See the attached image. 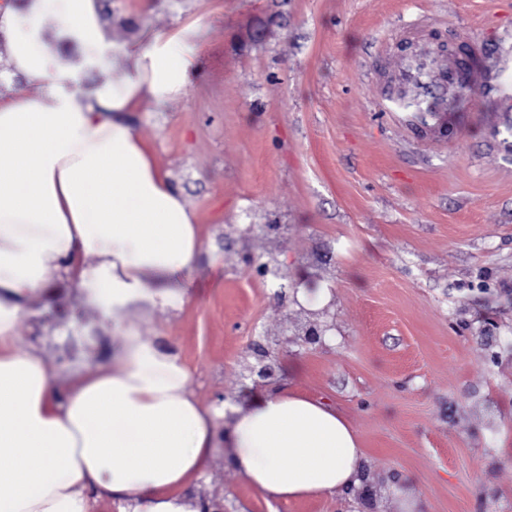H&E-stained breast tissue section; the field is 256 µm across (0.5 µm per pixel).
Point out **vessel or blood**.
Listing matches in <instances>:
<instances>
[{"mask_svg":"<svg viewBox=\"0 0 512 512\" xmlns=\"http://www.w3.org/2000/svg\"><path fill=\"white\" fill-rule=\"evenodd\" d=\"M459 77L454 63H436L426 53H418L403 60L398 71V79L403 86L399 96L391 98L386 111L401 112L408 106H415L422 112L430 131H439L444 113L433 106L434 101L448 97Z\"/></svg>","mask_w":512,"mask_h":512,"instance_id":"obj_1","label":"vessel or blood"}]
</instances>
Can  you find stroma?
I'll use <instances>...</instances> for the list:
<instances>
[{"instance_id":"35a3bbf8","label":"stroma","mask_w":512,"mask_h":512,"mask_svg":"<svg viewBox=\"0 0 512 512\" xmlns=\"http://www.w3.org/2000/svg\"><path fill=\"white\" fill-rule=\"evenodd\" d=\"M107 46L58 15L40 36L93 88L120 80L112 45L200 21L189 93L126 120L198 215L202 250L177 312H134L141 336L191 367L203 405L294 393L360 434L368 480L283 502L223 457L185 492L226 512H512V0H100ZM476 64L448 141L416 139L384 109L393 66L420 46ZM280 268L278 290L259 265ZM328 286L319 309L298 284ZM15 345L55 361L53 385L110 360L120 336L72 288L29 299ZM311 327L316 343L299 342ZM274 375H249L253 343Z\"/></svg>"}]
</instances>
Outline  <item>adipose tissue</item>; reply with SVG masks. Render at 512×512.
Returning <instances> with one entry per match:
<instances>
[{"mask_svg":"<svg viewBox=\"0 0 512 512\" xmlns=\"http://www.w3.org/2000/svg\"><path fill=\"white\" fill-rule=\"evenodd\" d=\"M50 11L80 41H105L97 0H30L24 27L12 9L0 12V72L29 86L0 93V512H89L81 485L119 512H199L183 488L211 463L225 409L200 404L187 364L128 315L180 309L202 241L195 212L125 115L187 94L202 25L113 46L124 77L87 91L39 36ZM71 287L101 308L122 345L59 390L54 363L14 343L31 296ZM225 438L239 475L286 502L355 483L364 457L343 417L297 394L267 395Z\"/></svg>","mask_w":512,"mask_h":512,"instance_id":"obj_1","label":"adipose tissue"}]
</instances>
